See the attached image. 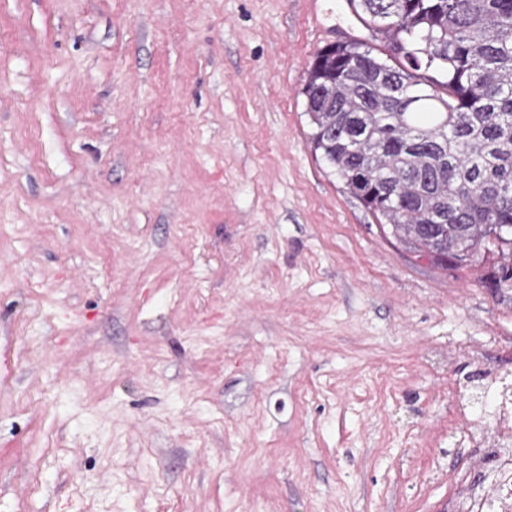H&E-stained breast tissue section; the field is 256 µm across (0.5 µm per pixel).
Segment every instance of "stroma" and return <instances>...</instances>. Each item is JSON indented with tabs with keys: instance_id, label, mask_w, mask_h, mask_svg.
<instances>
[{
	"instance_id": "1",
	"label": "stroma",
	"mask_w": 512,
	"mask_h": 512,
	"mask_svg": "<svg viewBox=\"0 0 512 512\" xmlns=\"http://www.w3.org/2000/svg\"><path fill=\"white\" fill-rule=\"evenodd\" d=\"M312 0H0V512H446L512 302L316 156Z\"/></svg>"
}]
</instances>
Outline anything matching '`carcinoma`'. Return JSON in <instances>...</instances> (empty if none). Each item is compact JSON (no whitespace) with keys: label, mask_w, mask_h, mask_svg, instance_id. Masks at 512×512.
<instances>
[{"label":"carcinoma","mask_w":512,"mask_h":512,"mask_svg":"<svg viewBox=\"0 0 512 512\" xmlns=\"http://www.w3.org/2000/svg\"><path fill=\"white\" fill-rule=\"evenodd\" d=\"M383 46H325L310 142L419 258L512 291V0H349Z\"/></svg>","instance_id":"carcinoma-1"}]
</instances>
